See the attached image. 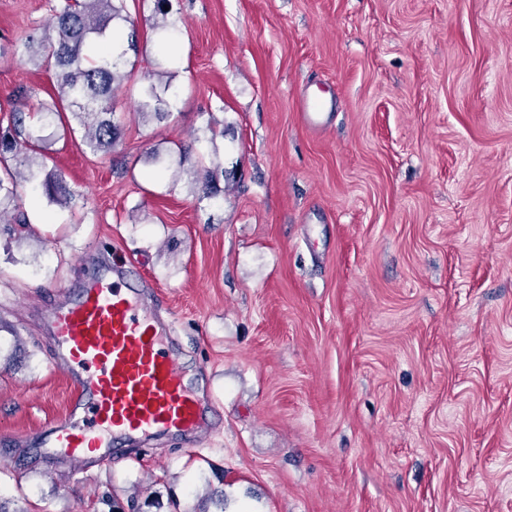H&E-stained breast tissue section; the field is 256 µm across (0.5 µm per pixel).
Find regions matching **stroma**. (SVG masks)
I'll return each instance as SVG.
<instances>
[{
	"mask_svg": "<svg viewBox=\"0 0 512 512\" xmlns=\"http://www.w3.org/2000/svg\"><path fill=\"white\" fill-rule=\"evenodd\" d=\"M52 2L0 0V110L53 90L11 53ZM152 10L127 0L112 152L44 131L76 206L22 190L33 235H0V501L512 512V0H173L162 122L134 110ZM312 91L336 103L323 133L299 119ZM211 121L234 177L207 198L176 147ZM116 255L219 406L202 435L129 440L82 473L30 442L72 392L49 316Z\"/></svg>",
	"mask_w": 512,
	"mask_h": 512,
	"instance_id": "35a3bbf8",
	"label": "stroma"
}]
</instances>
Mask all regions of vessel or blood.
Here are the masks:
<instances>
[{"instance_id":"vessel-or-blood-1","label":"vessel or blood","mask_w":512,"mask_h":512,"mask_svg":"<svg viewBox=\"0 0 512 512\" xmlns=\"http://www.w3.org/2000/svg\"><path fill=\"white\" fill-rule=\"evenodd\" d=\"M300 110L309 129H327L331 103L309 95ZM128 275L116 266L111 278H92L53 322L75 390L65 418L39 432L37 443L81 464L133 437L201 432L214 410L188 385L167 344L169 324L127 285Z\"/></svg>"}]
</instances>
